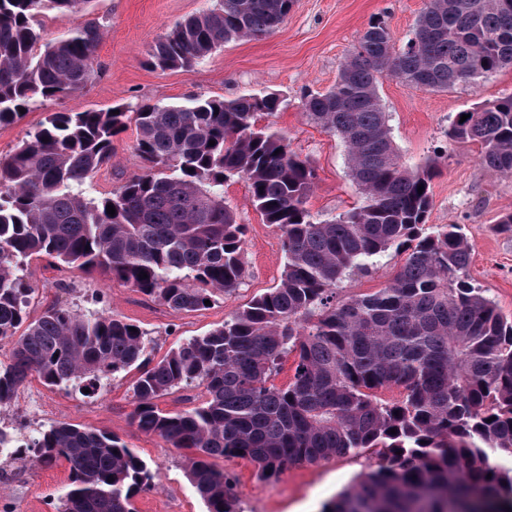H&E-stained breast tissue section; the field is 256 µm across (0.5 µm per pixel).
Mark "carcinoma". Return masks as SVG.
<instances>
[{
  "mask_svg": "<svg viewBox=\"0 0 512 512\" xmlns=\"http://www.w3.org/2000/svg\"><path fill=\"white\" fill-rule=\"evenodd\" d=\"M88 2L0 0V125L87 85L100 23L44 43L38 18ZM293 4L217 0L157 38L147 63L190 67L226 42L272 33ZM506 66L512 0H428L399 48L383 19L370 20L336 83L303 100L311 120L342 140L365 198L334 220L317 221L306 207L316 179L310 162L258 125L280 110L276 94L51 113L0 156V342L12 343L0 364V407L33 374L93 394L135 369L133 423L193 455L187 477L207 512H238L236 480L213 459L240 456L275 478L369 448L382 449L378 467L322 512H512V468L497 462L512 458V321L471 282V246L459 225L422 233L437 168L401 163L378 94L388 75L443 92ZM467 115L449 137L478 144L484 166L512 176V95ZM131 116L144 171L105 197L85 198L82 186L111 161L112 139ZM231 176L245 179L253 207L280 234L285 267L279 284L224 324L156 361L149 333L105 310L53 303L30 318L35 288L23 267L41 255L174 310H202L236 291L245 225L224 206ZM392 249L405 259L385 287L336 298L344 280L377 268ZM290 356L293 377L278 387L271 379ZM188 387L204 388L206 400L159 409L160 398ZM390 387L402 390L400 400L377 398ZM17 452L34 466L67 462L56 512H135V494L156 477L116 435L66 422Z\"/></svg>",
  "mask_w": 512,
  "mask_h": 512,
  "instance_id": "obj_1",
  "label": "carcinoma"
}]
</instances>
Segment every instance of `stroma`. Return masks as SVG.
Segmentation results:
<instances>
[{
  "label": "stroma",
  "instance_id": "35a3bbf8",
  "mask_svg": "<svg viewBox=\"0 0 512 512\" xmlns=\"http://www.w3.org/2000/svg\"><path fill=\"white\" fill-rule=\"evenodd\" d=\"M427 3L295 0L288 17L271 35L226 43L191 67L167 70L147 63L154 40L176 22L213 8L216 0H90L81 12H45L40 23L47 41L92 19L103 25L94 75L84 89L47 107L31 106L12 123L0 126V155L12 153L52 111L105 112L137 102L178 105L195 98L229 100L248 93H275L285 106L273 116L262 117L261 122L283 134L291 149L314 167L317 179L308 209L319 220L342 216L361 206L364 197L351 179L342 141L310 119L302 100L335 83L342 60L370 19L385 20L402 44ZM510 94L512 67L481 79L477 85H459L447 92H431L394 77L382 78L379 84L403 164L414 168L432 159L438 162L425 231L461 225L473 247L472 283L512 319V231L501 230L498 224L500 216L512 212V176L485 168L476 144L448 137L457 113ZM136 138L132 123L113 138L112 160L85 185L88 197L109 194L129 177L142 173L143 162L134 150ZM224 204L246 226L247 271L244 284L224 300L199 311H174L107 277L35 257L24 266V275L35 288L31 317H38L59 299L79 311L104 307L147 331L158 357L176 344L222 325L253 297L275 287L285 264L279 235L251 206L243 178L225 181ZM135 378L131 372L105 381L100 391L89 397L32 378L20 389L5 420L23 438L57 422L110 431L157 472L153 485L135 496L136 512H206L186 475V451L165 447L158 437L132 423ZM379 462V456L370 450L295 465L272 479L240 458L218 459L214 465L236 477L239 512H321L326 502ZM67 482L68 467L63 462L24 469L0 483V512H55Z\"/></svg>",
  "mask_w": 512,
  "mask_h": 512
}]
</instances>
